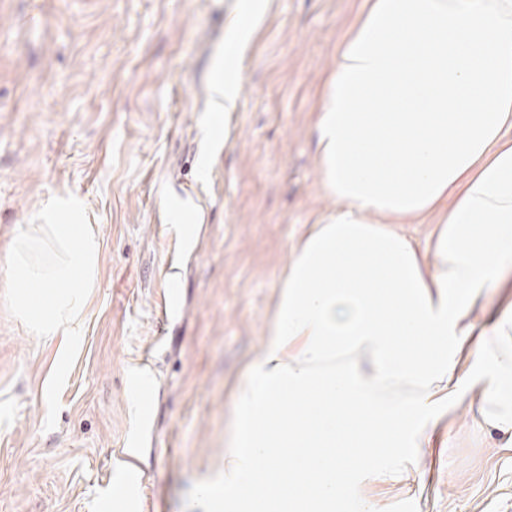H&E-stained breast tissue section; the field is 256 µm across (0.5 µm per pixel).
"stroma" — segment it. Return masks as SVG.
<instances>
[{
	"label": "stroma",
	"instance_id": "1",
	"mask_svg": "<svg viewBox=\"0 0 512 512\" xmlns=\"http://www.w3.org/2000/svg\"><path fill=\"white\" fill-rule=\"evenodd\" d=\"M239 2L0 0V512H207L201 488L224 477L238 388L294 250L336 207L313 132L363 0H271L225 114L211 87ZM182 188L200 222L178 251L157 214ZM67 194L100 255L48 431L65 342L8 312L5 264L19 230ZM170 280L180 315L147 364ZM132 366L152 380L140 412ZM481 421L474 394L444 409L440 444L364 471L358 497L377 512H512V447ZM144 422L132 479L116 461Z\"/></svg>",
	"mask_w": 512,
	"mask_h": 512
}]
</instances>
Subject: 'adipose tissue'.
<instances>
[{"mask_svg":"<svg viewBox=\"0 0 512 512\" xmlns=\"http://www.w3.org/2000/svg\"><path fill=\"white\" fill-rule=\"evenodd\" d=\"M268 3L245 4L225 61ZM509 129L512 0H363L315 127L337 208L295 249L239 391L223 495L202 490L209 512H338L349 463L431 443L474 388L484 424L512 439V305L470 318L512 279ZM434 213L425 249L394 228Z\"/></svg>","mask_w":512,"mask_h":512,"instance_id":"adipose-tissue-1","label":"adipose tissue"}]
</instances>
